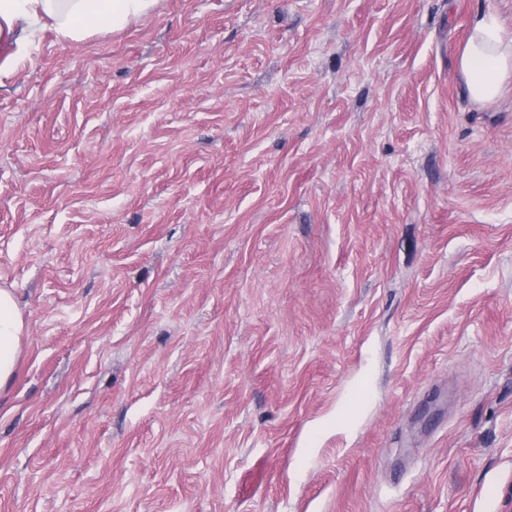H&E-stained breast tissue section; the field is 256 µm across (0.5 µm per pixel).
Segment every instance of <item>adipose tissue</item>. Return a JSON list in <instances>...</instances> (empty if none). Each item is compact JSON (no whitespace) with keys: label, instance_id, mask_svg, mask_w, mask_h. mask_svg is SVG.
<instances>
[{"label":"adipose tissue","instance_id":"obj_1","mask_svg":"<svg viewBox=\"0 0 512 512\" xmlns=\"http://www.w3.org/2000/svg\"><path fill=\"white\" fill-rule=\"evenodd\" d=\"M156 0H0V42L25 50L29 34L52 23L66 39L93 31H114L155 5ZM459 63L470 98L488 103L498 98L512 76V38L504 39L497 20L475 14L470 34L460 48ZM25 325L9 289L0 288V391L12 380Z\"/></svg>","mask_w":512,"mask_h":512}]
</instances>
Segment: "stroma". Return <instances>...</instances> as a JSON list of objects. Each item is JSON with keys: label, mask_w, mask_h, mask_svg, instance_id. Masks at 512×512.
<instances>
[{"label": "stroma", "mask_w": 512, "mask_h": 512, "mask_svg": "<svg viewBox=\"0 0 512 512\" xmlns=\"http://www.w3.org/2000/svg\"><path fill=\"white\" fill-rule=\"evenodd\" d=\"M512 0H157L0 44V512H512ZM459 63L470 98L478 103L492 102L512 76V38L505 41L497 20L479 12L471 19ZM24 335V320L13 293L0 288V392L15 374Z\"/></svg>", "instance_id": "stroma-1"}]
</instances>
